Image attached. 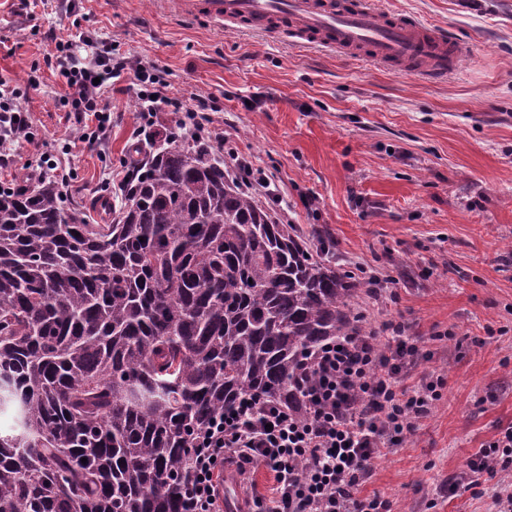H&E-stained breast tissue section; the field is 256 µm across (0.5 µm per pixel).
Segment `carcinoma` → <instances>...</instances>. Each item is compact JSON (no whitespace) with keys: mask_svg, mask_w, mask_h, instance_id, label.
<instances>
[{"mask_svg":"<svg viewBox=\"0 0 512 512\" xmlns=\"http://www.w3.org/2000/svg\"><path fill=\"white\" fill-rule=\"evenodd\" d=\"M314 248L180 135L110 224L46 177L0 194V512H181L194 431L248 395L304 413L300 361L365 293Z\"/></svg>","mask_w":512,"mask_h":512,"instance_id":"carcinoma-1","label":"carcinoma"}]
</instances>
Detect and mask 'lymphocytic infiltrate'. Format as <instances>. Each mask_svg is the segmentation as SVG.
I'll list each match as a JSON object with an SVG mask.
<instances>
[{"label":"lymphocytic infiltrate","mask_w":512,"mask_h":512,"mask_svg":"<svg viewBox=\"0 0 512 512\" xmlns=\"http://www.w3.org/2000/svg\"><path fill=\"white\" fill-rule=\"evenodd\" d=\"M57 67L67 87L69 116L89 147L103 149L112 126L103 95L114 82L133 77L140 110L151 117L159 106L179 112L182 135L223 146L224 135L210 118L213 98L191 101L169 94L152 66L113 53L110 42L94 43L90 60L72 40L55 42ZM16 88L0 83V169L12 164L11 146L31 136V118ZM385 340L375 334L326 344L299 376L308 414L301 417L256 399L219 415L192 441L189 485L182 512H221L217 483L225 463H234L238 482L255 512H391L378 495L361 496L375 459L416 431L439 395L434 383L406 385L418 347L397 323L386 324ZM262 466L273 476L270 495L253 490L251 471Z\"/></svg>","instance_id":"lymphocytic-infiltrate-1"}]
</instances>
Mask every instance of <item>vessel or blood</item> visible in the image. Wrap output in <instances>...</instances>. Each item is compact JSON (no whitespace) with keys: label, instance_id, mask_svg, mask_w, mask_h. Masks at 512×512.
I'll use <instances>...</instances> for the list:
<instances>
[{"label":"vessel or blood","instance_id":"1","mask_svg":"<svg viewBox=\"0 0 512 512\" xmlns=\"http://www.w3.org/2000/svg\"><path fill=\"white\" fill-rule=\"evenodd\" d=\"M178 20L239 33L287 29L292 42L365 57L384 66L427 61L425 76L447 74L446 28L381 10L375 0H176Z\"/></svg>","mask_w":512,"mask_h":512}]
</instances>
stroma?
Listing matches in <instances>:
<instances>
[{
    "mask_svg": "<svg viewBox=\"0 0 512 512\" xmlns=\"http://www.w3.org/2000/svg\"><path fill=\"white\" fill-rule=\"evenodd\" d=\"M454 31L468 46L439 82L290 44L281 36L175 20L155 0H0V80L18 88L35 138L13 146L0 180L26 182V162L70 143L76 179L67 215L108 224L140 134L130 81L104 94L107 158L81 140L48 67L52 37L105 38L152 65L183 98L216 100L229 148L278 188L288 220L333 242L348 271L379 276L363 299L369 330L400 323L419 348L407 384L442 377L416 433L387 451L360 486L392 512H493L467 484L471 462L512 427V0H380Z\"/></svg>",
    "mask_w": 512,
    "mask_h": 512,
    "instance_id": "stroma-1",
    "label": "stroma"
}]
</instances>
